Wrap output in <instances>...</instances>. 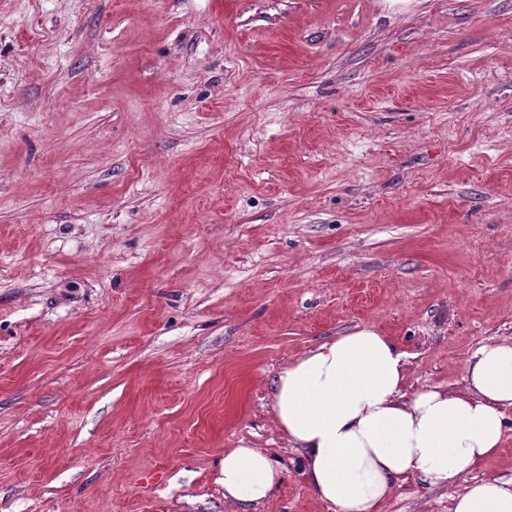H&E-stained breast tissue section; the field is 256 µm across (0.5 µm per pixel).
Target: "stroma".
Masks as SVG:
<instances>
[{"mask_svg":"<svg viewBox=\"0 0 512 512\" xmlns=\"http://www.w3.org/2000/svg\"><path fill=\"white\" fill-rule=\"evenodd\" d=\"M361 328L512 340V0H0V512H332L273 385ZM285 466L265 448L240 446L224 452V500L244 509L264 503L283 481Z\"/></svg>","mask_w":512,"mask_h":512,"instance_id":"obj_1","label":"stroma"}]
</instances>
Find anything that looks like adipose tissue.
<instances>
[{
	"mask_svg": "<svg viewBox=\"0 0 512 512\" xmlns=\"http://www.w3.org/2000/svg\"><path fill=\"white\" fill-rule=\"evenodd\" d=\"M468 394L434 386L406 395L404 354L364 328L328 339L275 379L272 409L316 496L333 512H380L399 482L450 492V512H512V479H470L512 430V342L485 344L465 365ZM285 466L264 448L225 451L224 499L272 497Z\"/></svg>",
	"mask_w": 512,
	"mask_h": 512,
	"instance_id": "ef3b65f1",
	"label": "adipose tissue"
}]
</instances>
